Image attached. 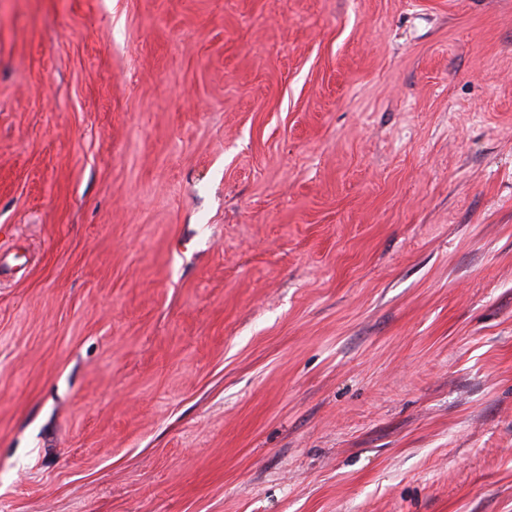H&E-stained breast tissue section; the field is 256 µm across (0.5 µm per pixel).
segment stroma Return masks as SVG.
Wrapping results in <instances>:
<instances>
[{
    "label": "stroma",
    "mask_w": 512,
    "mask_h": 512,
    "mask_svg": "<svg viewBox=\"0 0 512 512\" xmlns=\"http://www.w3.org/2000/svg\"><path fill=\"white\" fill-rule=\"evenodd\" d=\"M0 512H512V0H0Z\"/></svg>",
    "instance_id": "35a3bbf8"
}]
</instances>
